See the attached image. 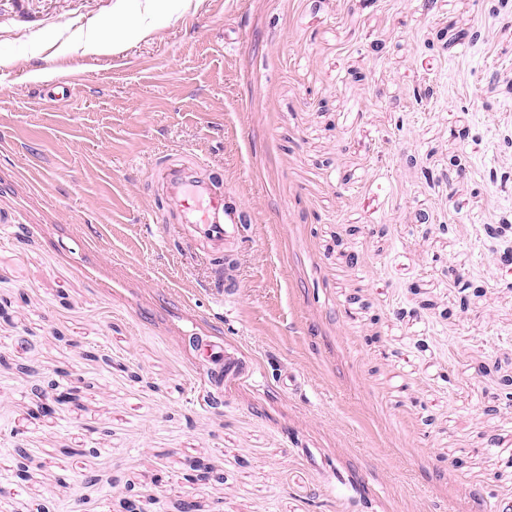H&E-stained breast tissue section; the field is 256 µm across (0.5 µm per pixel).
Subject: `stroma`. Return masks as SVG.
<instances>
[{"mask_svg": "<svg viewBox=\"0 0 512 512\" xmlns=\"http://www.w3.org/2000/svg\"><path fill=\"white\" fill-rule=\"evenodd\" d=\"M493 6L0 0V512L512 501V405L493 397L512 228L492 232L512 221V15ZM118 11L152 32L56 55L70 22ZM451 25L480 37L444 48ZM176 149L257 226L233 310L203 254L148 230L153 159ZM199 337L260 381L216 390ZM285 368L304 393L280 390ZM51 382L76 399L37 413Z\"/></svg>", "mask_w": 512, "mask_h": 512, "instance_id": "1", "label": "stroma"}]
</instances>
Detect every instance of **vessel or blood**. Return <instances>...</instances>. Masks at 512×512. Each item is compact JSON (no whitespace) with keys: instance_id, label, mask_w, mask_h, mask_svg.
Here are the masks:
<instances>
[{"instance_id":"1","label":"vessel or blood","mask_w":512,"mask_h":512,"mask_svg":"<svg viewBox=\"0 0 512 512\" xmlns=\"http://www.w3.org/2000/svg\"><path fill=\"white\" fill-rule=\"evenodd\" d=\"M154 181L167 212L168 224L176 227L180 245L204 253L210 259L209 292L219 305L235 303L238 296V255L255 233L239 202L224 186L223 174L202 157L184 153L157 159ZM202 353L221 372L216 388L240 380L246 374L238 358L222 346L203 340Z\"/></svg>"}]
</instances>
